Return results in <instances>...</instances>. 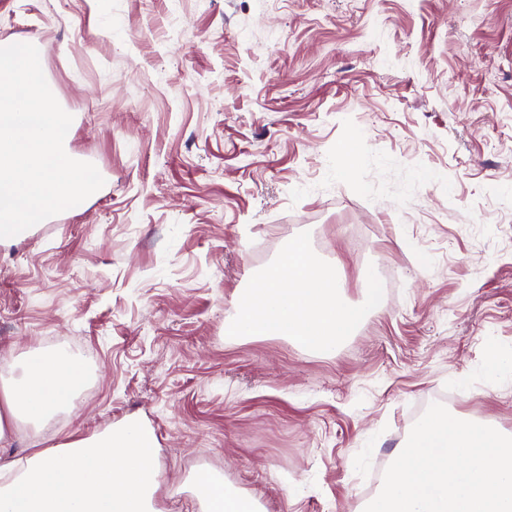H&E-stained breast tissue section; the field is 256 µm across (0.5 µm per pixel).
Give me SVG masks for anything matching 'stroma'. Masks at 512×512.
Instances as JSON below:
<instances>
[{
    "mask_svg": "<svg viewBox=\"0 0 512 512\" xmlns=\"http://www.w3.org/2000/svg\"><path fill=\"white\" fill-rule=\"evenodd\" d=\"M105 180L0 246V363L51 336L96 365L78 419L25 455L137 416L163 512L200 469L265 512H361L422 403L512 432V0H0ZM398 269L331 355L228 326L300 232Z\"/></svg>",
    "mask_w": 512,
    "mask_h": 512,
    "instance_id": "obj_1",
    "label": "stroma"
}]
</instances>
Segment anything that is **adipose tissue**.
Segmentation results:
<instances>
[{"mask_svg":"<svg viewBox=\"0 0 512 512\" xmlns=\"http://www.w3.org/2000/svg\"><path fill=\"white\" fill-rule=\"evenodd\" d=\"M93 365L63 347L15 357L0 381V445L13 441L19 424L38 429L58 414L76 416ZM159 452L154 431L129 419L91 436L72 433L23 458L0 456V512H162ZM189 490L201 512H263L209 470L194 474Z\"/></svg>","mask_w":512,"mask_h":512,"instance_id":"1","label":"adipose tissue"}]
</instances>
